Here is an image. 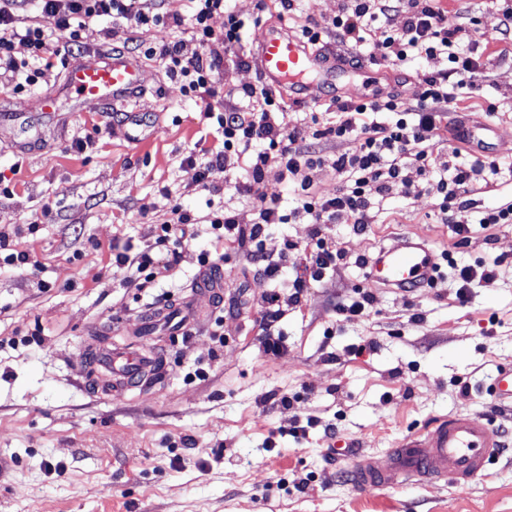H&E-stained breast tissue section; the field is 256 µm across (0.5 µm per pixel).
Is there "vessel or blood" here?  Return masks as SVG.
Returning a JSON list of instances; mask_svg holds the SVG:
<instances>
[{
    "instance_id": "obj_1",
    "label": "vessel or blood",
    "mask_w": 512,
    "mask_h": 512,
    "mask_svg": "<svg viewBox=\"0 0 512 512\" xmlns=\"http://www.w3.org/2000/svg\"><path fill=\"white\" fill-rule=\"evenodd\" d=\"M253 39L258 47L257 63L271 87L288 88L294 94L305 92L306 80L316 76L323 83L335 80V73L323 66L319 51L293 36L287 27L262 25ZM139 60L115 54L109 58L90 57L68 73L67 84L78 98L107 105H128L141 86ZM370 283L411 292L433 283L440 272V255L425 240L402 238L381 248L366 262ZM224 296L223 272L203 271L193 297L150 311L145 325L134 326L135 346L95 350L92 365L103 367L108 375L92 387L98 394H111L161 373L144 328L162 324L169 331L182 333L200 317V299L211 301ZM490 393L500 405H512V368L499 369L492 379ZM501 432L488 420L472 415H446L410 432L389 451L387 463L372 455L353 454L349 461L352 483L361 491L398 489L417 481H448L468 484L483 477L501 448Z\"/></svg>"
}]
</instances>
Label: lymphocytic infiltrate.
Masks as SVG:
<instances>
[{"label":"lymphocytic infiltrate","instance_id":"1","mask_svg":"<svg viewBox=\"0 0 512 512\" xmlns=\"http://www.w3.org/2000/svg\"><path fill=\"white\" fill-rule=\"evenodd\" d=\"M35 9L36 26L18 30L19 12ZM405 15L402 28L391 27L392 13ZM223 14L224 29L216 31L211 20ZM109 17L126 21L131 38L158 26L180 27L179 16L163 12L161 0H0V69L24 73L23 82L2 83L0 92L16 93L23 86L37 85L58 64L52 51L55 39H66L72 51L82 49L80 31L87 20ZM190 39L171 41L145 49L148 57L166 62L171 78L183 79L187 93L214 94V74L225 57L234 55L245 41L249 24L227 11L224 0H194ZM459 26L449 24L436 0H353L350 9L339 12L327 22L309 20L300 36L307 45H319L323 37L360 47L365 42L381 43L388 61L405 63L413 58H443L450 67L432 73L416 102L401 97L383 101L376 98L340 101L339 117L325 128L323 137L336 141H352L348 152L328 153L310 149L304 126L284 129L276 122L277 114L288 105L281 92L266 87H247L241 94L243 105L231 112L219 113L217 121L224 131L221 147L208 150L204 162L187 156L193 179L205 185L206 173L214 166L244 167L245 182L235 183L236 191L254 199L259 220L250 226L238 223L235 215L223 210L210 214L205 228L211 247L199 252L200 266L220 269L224 266V245L231 242L244 248L249 259L260 266L271 281L280 282L288 267L287 252L271 255L265 249L270 226L287 224L296 219L311 224H350L364 230L369 222L372 202L366 194L369 183L386 189L392 182H406L405 170L416 167L426 172L439 143L444 142L447 127L444 114L459 97L461 75L481 72L483 64L476 47L457 42ZM23 43L31 59L17 61L13 56L15 43ZM260 144V151L243 160L240 146ZM278 163L297 186L296 205L283 210L277 194L267 192L264 173L269 162ZM330 167L342 178L335 195L323 196L313 191L312 175L321 167ZM497 163L473 160L449 163L448 174L435 181L431 189L440 203L438 217L452 225L456 235L464 237L473 225L512 224V203L485 209L478 218H471L464 196L468 185L483 174H498ZM171 221L154 229V245L134 249L125 247L112 256V265L124 271L127 281L154 282L170 276L185 250L190 249L195 233L190 232L191 218L181 207H173ZM305 260L309 278L295 277L291 282L293 302H300L308 281H321L335 271L338 256L323 237H316Z\"/></svg>","mask_w":512,"mask_h":512}]
</instances>
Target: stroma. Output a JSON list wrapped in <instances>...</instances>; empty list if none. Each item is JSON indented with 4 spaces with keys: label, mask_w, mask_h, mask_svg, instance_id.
Segmentation results:
<instances>
[{
    "label": "stroma",
    "mask_w": 512,
    "mask_h": 512,
    "mask_svg": "<svg viewBox=\"0 0 512 512\" xmlns=\"http://www.w3.org/2000/svg\"><path fill=\"white\" fill-rule=\"evenodd\" d=\"M349 0H296L281 15L277 0H228L244 20L325 22ZM449 22L466 36L488 40L484 70L447 114L449 126L483 125L479 146L457 140L435 151V171L448 157L488 158L501 172L477 180L467 198L471 212L512 200V47L494 40L501 6L496 0H440ZM124 23L89 22L85 54L123 53L140 59L141 116L160 133L142 146L127 143L113 108L60 95L65 67L19 93L0 94V114L15 122L0 128V174L13 192L0 197V232L33 262L25 271L0 270V512H512V451L496 457L486 476L465 486L409 484L365 493L347 480V463L327 461L329 444H354L387 461L396 441L428 421L471 414L493 421L512 439V411L495 407L488 387L497 369L512 367V224L477 227L460 239L438 223L439 199L428 178L411 172L410 188L369 185L371 222L358 233L347 224L321 233L341 264L333 276L310 282L300 305L288 306L276 329L286 349H263L261 317L274 288L237 245L224 251V304L205 307L197 326L173 336L157 330L153 347L162 373L124 393L98 396L87 385L80 350L103 343L129 344L149 303L123 287L112 267V247L152 244L151 229L172 218L173 205L198 224L225 209L244 226L258 210L234 189L243 169L212 168L209 184L196 185L182 160L221 146L224 134L206 108L232 110L244 87L263 82L257 49L244 42L245 63L226 61L216 72V93H184L164 63L130 43ZM368 75L353 72L335 85L312 80L305 101H291L281 124L336 121L337 101L362 97L411 101L442 59L396 66L381 46L364 47ZM58 91L56 111L43 114V96ZM84 141V151L73 147ZM50 217H43V209ZM37 222L36 232L27 223ZM313 227L296 220L271 228L268 253L297 244L289 275H305L303 246ZM418 234L460 265L496 263L493 286L457 296L453 277L411 293L369 287L362 260L399 236ZM198 235L170 278L152 292L180 301L190 296L200 267ZM366 292L364 315H341L337 302ZM468 393H461V386ZM288 405L271 407V398ZM304 436L289 433L292 422ZM275 447H268L271 432Z\"/></svg>",
    "instance_id": "1"
}]
</instances>
